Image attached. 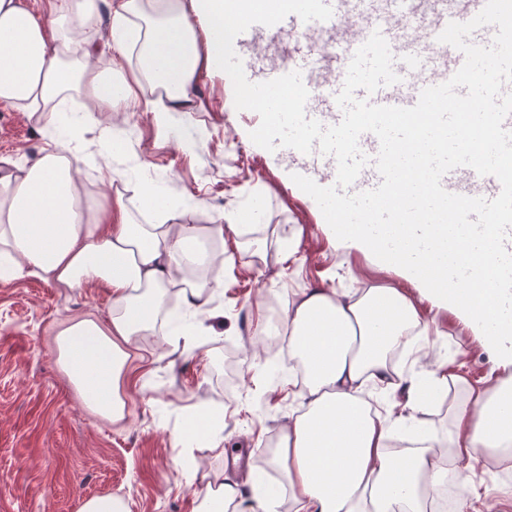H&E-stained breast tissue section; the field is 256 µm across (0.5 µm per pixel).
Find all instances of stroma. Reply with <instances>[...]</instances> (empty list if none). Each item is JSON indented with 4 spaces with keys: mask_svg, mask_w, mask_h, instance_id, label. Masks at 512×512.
Instances as JSON below:
<instances>
[{
    "mask_svg": "<svg viewBox=\"0 0 512 512\" xmlns=\"http://www.w3.org/2000/svg\"><path fill=\"white\" fill-rule=\"evenodd\" d=\"M100 127L121 140V153L99 158L100 127L77 143L98 157L82 180L92 196L121 193L137 222L154 223L142 195L156 191L191 221L192 210L221 220L241 209L243 234H224V286L206 307L190 353L173 352L169 336L140 337L120 383L125 417L112 422L85 401L64 370L57 347L61 329L80 319L108 326L112 296L98 283L66 287L38 278L0 279V512H79L88 498L127 500L130 512H195L205 492L201 475L221 471L240 455L237 475L246 497L260 493L254 476L281 483L266 448L299 408L302 389L289 384L282 353L266 350L256 325L257 305L286 307L304 288H396L415 298L429 326L427 364L470 380L496 378L497 355L476 325L452 306L422 297L420 285L372 252L334 241L331 228L291 179L286 155L257 146L253 119L236 110L226 73H202L191 112H174L168 125L154 113H104ZM58 132L28 114L0 106V158L33 160L57 143ZM114 183H107V176ZM293 238L295 255L268 253L256 262L253 245L271 231ZM221 412L223 453L177 446L172 433L191 413ZM482 501L512 512V471L482 458L469 475Z\"/></svg>",
    "mask_w": 512,
    "mask_h": 512,
    "instance_id": "35a3bbf8",
    "label": "stroma"
}]
</instances>
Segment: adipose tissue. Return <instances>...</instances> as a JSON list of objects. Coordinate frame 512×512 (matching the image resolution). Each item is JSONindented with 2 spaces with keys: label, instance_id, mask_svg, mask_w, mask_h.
<instances>
[{
  "label": "adipose tissue",
  "instance_id": "adipose-tissue-1",
  "mask_svg": "<svg viewBox=\"0 0 512 512\" xmlns=\"http://www.w3.org/2000/svg\"><path fill=\"white\" fill-rule=\"evenodd\" d=\"M99 0H52V22L40 20L24 0H0V103L27 111L36 122L64 129L65 138L34 161L0 167V278H43L73 287L105 284L112 295L108 328L79 321L61 332V361L72 381L103 415L120 418L114 390L140 336L153 331L163 302L177 289L184 326L172 345L189 350L190 326L224 285L225 229L239 230L244 211L225 212L220 224H135L112 221V204H80L77 176L95 166L76 143L96 113L140 106L159 117L195 108L200 74L224 52L216 39L224 27V0H113L114 55H100L88 22ZM209 33L199 46L190 14ZM83 32V53L69 56L74 32ZM88 103L83 120H63L58 102L71 93ZM347 241L370 243L391 265L414 273L434 254L457 256L449 276L468 270L477 236L446 224L351 225ZM214 247L206 263L193 249L200 239ZM440 302L455 298L461 311L480 320L512 318V288L484 279L478 293L430 285ZM291 369L301 371L304 401L268 450L279 468L293 512H426L429 492L448 479L466 483L472 461L512 455V336L499 337L502 378L485 388L459 374L425 370L435 389H453L448 432L420 433L417 447L391 445L402 420L380 410L392 391L416 394L423 378L399 375L394 357L426 356L420 335L428 326L415 301L394 288L352 292L308 288L289 299L284 313ZM198 512H242L237 483L223 472L207 475Z\"/></svg>",
  "mask_w": 512,
  "mask_h": 512
}]
</instances>
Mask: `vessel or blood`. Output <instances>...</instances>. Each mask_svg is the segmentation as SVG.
Wrapping results in <instances>:
<instances>
[{
    "mask_svg": "<svg viewBox=\"0 0 512 512\" xmlns=\"http://www.w3.org/2000/svg\"><path fill=\"white\" fill-rule=\"evenodd\" d=\"M331 6L333 14L326 21H302L289 15L281 22L265 26L255 24L238 35L235 43L247 48L263 37L285 36L296 43V50L285 64L271 67L261 74H249L251 82H264L291 71L302 74L309 91L305 112L308 118L322 125L338 124L343 111L335 97L341 91L347 67L355 51L373 32H381L393 55L396 84L381 87L374 94L356 90L357 98H369L383 106H414L421 91L441 84L463 65L464 55L458 49L438 42V35L449 22L464 23L475 17L486 0H458L456 9H449L448 0H322ZM370 162L344 192L354 195L376 188L381 177L373 163L379 153L378 138L362 134L358 141ZM286 154L294 173L311 178L317 184L330 187L337 180L334 157L312 149L304 154L287 149ZM445 190L469 197L495 198L501 191L499 180L482 176L469 167H458L442 178Z\"/></svg>",
    "mask_w": 512,
    "mask_h": 512,
    "instance_id": "b4317fda",
    "label": "vessel or blood"
}]
</instances>
